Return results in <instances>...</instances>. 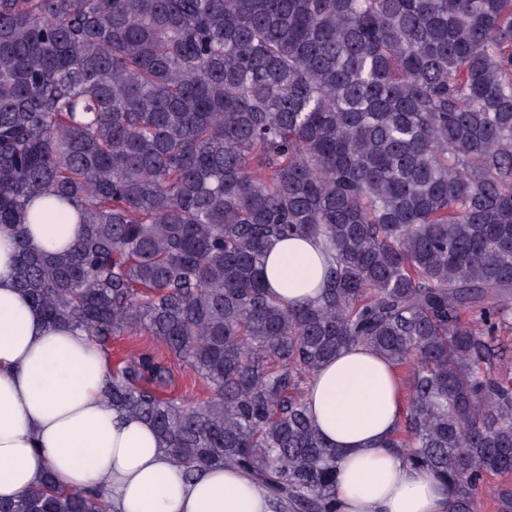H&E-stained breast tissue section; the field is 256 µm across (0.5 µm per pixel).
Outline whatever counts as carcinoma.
Listing matches in <instances>:
<instances>
[{"mask_svg":"<svg viewBox=\"0 0 512 512\" xmlns=\"http://www.w3.org/2000/svg\"><path fill=\"white\" fill-rule=\"evenodd\" d=\"M86 225L48 255L29 224ZM18 288L101 347L147 332L210 387L164 397L142 351L112 406L192 479L236 468L288 512H338L336 449L304 390L369 345L408 384L388 442L512 512V379L489 333L512 303V0H0V226ZM330 258L283 306L275 239ZM0 512H109L45 476Z\"/></svg>","mask_w":512,"mask_h":512,"instance_id":"carcinoma-1","label":"carcinoma"}]
</instances>
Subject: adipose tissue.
<instances>
[{
  "label": "adipose tissue",
  "mask_w": 512,
  "mask_h": 512,
  "mask_svg": "<svg viewBox=\"0 0 512 512\" xmlns=\"http://www.w3.org/2000/svg\"><path fill=\"white\" fill-rule=\"evenodd\" d=\"M79 224H34L45 253L67 249ZM16 246L0 226V497H16L45 472L72 490L100 488L110 512H272L265 491L234 468L185 481L143 419L113 408L108 357L84 332L51 325L17 287ZM326 262L309 236L279 238L264 265L283 304L313 302ZM308 415L339 452V512H448L449 484L405 462L388 441L406 399L396 368L370 347L341 351L310 379Z\"/></svg>",
  "instance_id": "obj_1"
}]
</instances>
